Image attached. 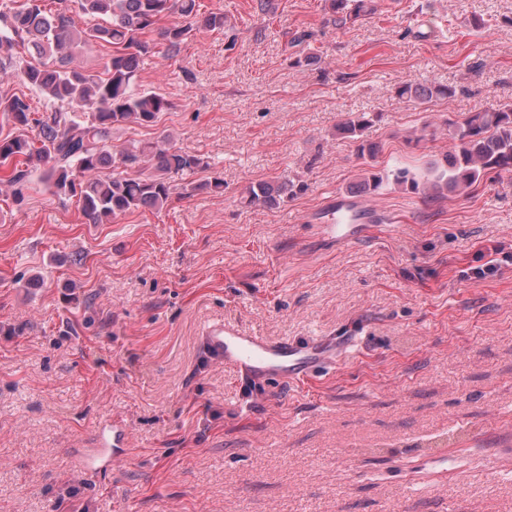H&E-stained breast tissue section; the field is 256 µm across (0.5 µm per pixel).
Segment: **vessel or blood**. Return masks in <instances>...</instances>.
Returning a JSON list of instances; mask_svg holds the SVG:
<instances>
[{
	"label": "vessel or blood",
	"mask_w": 512,
	"mask_h": 512,
	"mask_svg": "<svg viewBox=\"0 0 512 512\" xmlns=\"http://www.w3.org/2000/svg\"><path fill=\"white\" fill-rule=\"evenodd\" d=\"M344 221L327 223L323 229L332 240L345 245L356 242L371 215L361 202L343 203ZM202 344L207 354L225 366L235 369L242 385L279 381L293 386L303 383L315 373L334 368L352 342L343 336L306 338L303 340H272L257 334H246L238 326L217 321L205 326ZM99 447L91 461L83 464L86 475L107 473L128 455L127 431L115 421L102 424L98 430Z\"/></svg>",
	"instance_id": "1"
}]
</instances>
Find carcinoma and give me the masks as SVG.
<instances>
[{"label":"carcinoma","mask_w":512,"mask_h":512,"mask_svg":"<svg viewBox=\"0 0 512 512\" xmlns=\"http://www.w3.org/2000/svg\"><path fill=\"white\" fill-rule=\"evenodd\" d=\"M0 9V77L18 79L44 97L43 110L34 109L25 96L0 92V114L11 129L0 133V184L11 189L18 202L33 171L59 198H75L92 224H104L136 210L160 212L172 202V172L194 174L206 169L204 157L175 147L167 137L118 148L111 144L112 129L127 124L151 127L159 116L175 108L156 92L139 88L144 60L164 50L181 51L196 30L221 31L222 12L201 10L200 0H74L78 12L64 0H13ZM328 20L338 28L353 26L377 11L376 0H324ZM85 18L76 23L74 15ZM178 20L168 25L171 17ZM32 45L37 60L19 67L14 51ZM100 45L109 50L100 72L71 66L75 53ZM455 90L442 85L406 81L397 87L401 97L428 102L447 98ZM87 109L85 119L64 105ZM367 112L351 113L336 125V135L357 143L358 158H376L377 144L363 139L372 123ZM434 131H448L453 147L429 162L427 177L419 180L405 169L394 174L423 198L467 194L491 173L512 172V104L504 103L462 120L433 123ZM34 136H29V133ZM151 168L146 173L144 169ZM303 186L286 178L249 186L247 202L267 209L281 205ZM197 190L224 192V179L190 182L182 194Z\"/></svg>","instance_id":"cac0c4a2"}]
</instances>
